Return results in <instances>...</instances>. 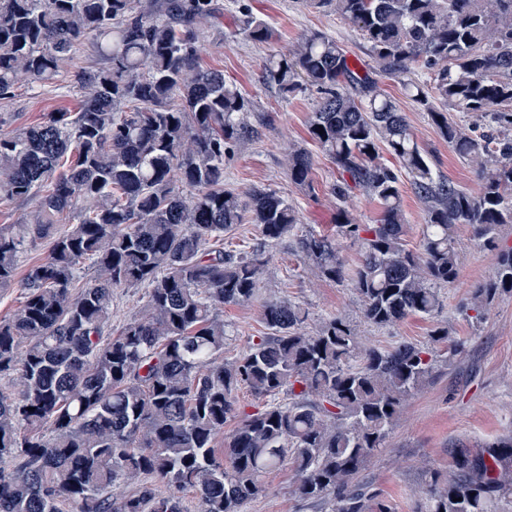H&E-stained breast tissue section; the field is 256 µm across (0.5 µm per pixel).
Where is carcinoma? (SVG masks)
I'll return each instance as SVG.
<instances>
[{
  "instance_id": "cac0c4a2",
  "label": "carcinoma",
  "mask_w": 512,
  "mask_h": 512,
  "mask_svg": "<svg viewBox=\"0 0 512 512\" xmlns=\"http://www.w3.org/2000/svg\"><path fill=\"white\" fill-rule=\"evenodd\" d=\"M312 2L360 32L381 72L427 71V83L404 81L405 94L475 168L480 189L437 174L379 82L332 37L306 34L262 75L285 96L316 89L308 134L338 172L336 237L300 235L301 260L318 277L350 279L372 326L430 318L458 276L456 226L491 245L512 224V0ZM242 15L246 36L273 38ZM220 16L218 0H0V99L21 76L56 82L86 40L103 61L74 75L77 111L0 129V200L36 206L32 223L0 227V285L30 242L52 240L48 258L26 268L21 305L0 321V380L14 388L0 389V512H182L176 490L195 495L197 512H239L289 460L299 500L391 512L355 479L430 376L428 348L366 349L342 316L306 336V310L275 300L264 305L265 335L220 361L224 305L257 295L261 256L297 224L272 191L244 201L224 189V158L250 127L240 89L199 62L203 27ZM450 108L489 131L448 120ZM381 143L398 166L379 160ZM287 161L289 178L310 186L311 154L291 147ZM404 173L426 208L418 252L404 245ZM357 192L378 200V223H353L346 204ZM246 211L261 232L251 251L206 249ZM66 217L70 227L56 232ZM340 238L360 246L351 272ZM87 262L95 276L76 290ZM142 286L144 313L112 335L113 292ZM502 293L512 294V249L463 311L478 321ZM241 387L285 398L241 416ZM231 418L238 425L219 454ZM451 455L447 482L429 485L419 512H494L512 498V439ZM142 477L138 492H114Z\"/></svg>"
}]
</instances>
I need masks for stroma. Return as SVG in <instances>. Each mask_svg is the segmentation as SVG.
<instances>
[{
    "instance_id": "1",
    "label": "stroma",
    "mask_w": 512,
    "mask_h": 512,
    "mask_svg": "<svg viewBox=\"0 0 512 512\" xmlns=\"http://www.w3.org/2000/svg\"><path fill=\"white\" fill-rule=\"evenodd\" d=\"M224 16L206 27L200 62L223 71L251 102L248 121L252 136L240 142L224 161V186L243 194L256 187L276 192L294 207L302 230L334 234L336 201L330 193L335 165L310 140L308 121L318 94L307 90L283 97L263 84L266 60L292 50L301 37L321 31L348 51L359 69L377 77L382 87L405 112L421 147L430 154L434 169L442 176L478 191L474 168L462 161L443 140L427 112L404 93L398 78L380 74L361 35L351 24L333 13L314 7L309 0H223ZM266 21L275 31L273 40L255 42L240 31L242 10ZM74 93L55 88H36L20 80L12 99L0 101V113L8 115L7 129L42 121L46 113L76 110ZM309 150L313 156L312 185L294 184L286 163L289 145ZM459 254L457 280L442 288L441 305L431 318L409 317L394 326L378 328L361 318V300L350 281L335 282L313 276L305 269L296 239L284 237L267 249L261 266L258 298L249 304L223 309L230 336L224 344L225 360H233L248 344L263 335L261 304L272 299L299 303L309 313L303 325L314 334L322 323L336 315L356 326L364 347L385 349L406 340L442 353L443 344L433 342L438 327L464 345L451 361H437L428 382L403 407L384 445L369 459L359 474L361 484L370 486L388 502L391 512H418L423 491L433 479H445L451 465L450 449L476 452L502 439L512 438V294L496 296L480 322L460 312L471 290L489 280L501 250L512 248V224L502 225L497 248L474 239L468 226L456 232ZM296 476L286 463L265 476L266 490L247 502L242 512H330L328 507H311L296 498Z\"/></svg>"
}]
</instances>
